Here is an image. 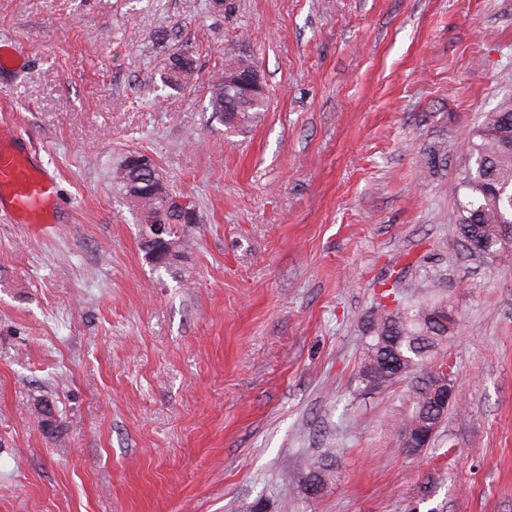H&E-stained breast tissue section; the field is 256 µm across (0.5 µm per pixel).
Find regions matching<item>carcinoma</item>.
I'll use <instances>...</instances> for the list:
<instances>
[{
    "label": "carcinoma",
    "mask_w": 512,
    "mask_h": 512,
    "mask_svg": "<svg viewBox=\"0 0 512 512\" xmlns=\"http://www.w3.org/2000/svg\"><path fill=\"white\" fill-rule=\"evenodd\" d=\"M254 63L241 56L225 61L224 68L218 71L210 83V106L212 111L224 117V111H236L237 122L225 126L229 133L246 131L255 126L265 111L266 97L260 93L256 98L245 101L237 99V89L224 88L227 74L240 69L248 70ZM197 71L191 53L179 47L169 53L163 67L162 82L170 87H188L196 83ZM465 162L457 184V190L464 191L458 201L457 224L460 238L466 249L475 256L498 254L512 247L505 242L507 225H512V99L503 100L496 108L481 116L478 128L464 144ZM142 154L133 152L126 155L113 172V181L123 198H128L129 190H146L157 171L156 165L141 161ZM135 211L137 223L149 224L155 220L168 225L170 239L176 241L177 251L160 260L157 247L142 245L145 255L157 266L174 265L182 257L186 226L182 212L172 205L156 203L145 197L144 204H129ZM394 290L380 293L378 313L366 320L370 341L357 373L361 388H367L369 378L384 368L390 361L403 358L404 367L412 373L431 372L428 359L433 348L451 330V320L442 313L440 304L419 305L415 308L396 307L386 310L383 300L390 298ZM412 410L403 421L401 430L411 427L414 419L431 417L443 419V411L434 408L422 389L413 391ZM43 431L54 433L58 420L52 405H40ZM328 466L325 462H315L306 477L305 490L315 494L322 489Z\"/></svg>",
    "instance_id": "carcinoma-1"
}]
</instances>
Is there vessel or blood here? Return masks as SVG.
I'll list each match as a JSON object with an SVG mask.
<instances>
[{
	"label": "vessel or blood",
	"instance_id": "obj_1",
	"mask_svg": "<svg viewBox=\"0 0 512 512\" xmlns=\"http://www.w3.org/2000/svg\"><path fill=\"white\" fill-rule=\"evenodd\" d=\"M56 176L37 159L27 135L0 125V198H7L20 224H55L59 217L54 197Z\"/></svg>",
	"mask_w": 512,
	"mask_h": 512
}]
</instances>
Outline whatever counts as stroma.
Returning a JSON list of instances; mask_svg holds the SVG:
<instances>
[{"instance_id": "1", "label": "stroma", "mask_w": 512, "mask_h": 512, "mask_svg": "<svg viewBox=\"0 0 512 512\" xmlns=\"http://www.w3.org/2000/svg\"><path fill=\"white\" fill-rule=\"evenodd\" d=\"M0 39L25 54L0 123L64 216L0 207V512H512V250L469 254L456 195L512 96V0H0ZM181 45L190 90L160 80ZM234 56L269 102L229 135L209 81ZM134 151L196 203L180 264L112 185ZM386 285L453 321L431 363L455 402L417 454L419 376L356 377Z\"/></svg>"}]
</instances>
